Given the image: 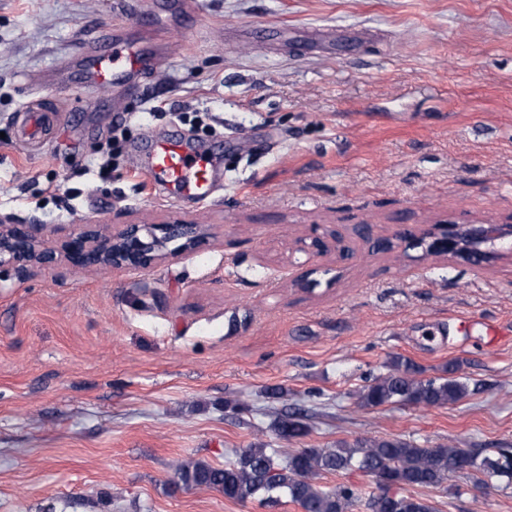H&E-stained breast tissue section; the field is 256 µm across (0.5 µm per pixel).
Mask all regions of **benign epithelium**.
<instances>
[{
    "label": "benign epithelium",
    "instance_id": "benign-epithelium-1",
    "mask_svg": "<svg viewBox=\"0 0 512 512\" xmlns=\"http://www.w3.org/2000/svg\"><path fill=\"white\" fill-rule=\"evenodd\" d=\"M44 229L43 224H19L13 216L0 214V273L22 276L33 268L55 267L140 272L199 251L210 241L204 225L185 218L116 224L112 218L89 215L55 243ZM332 242L339 238L336 231L327 230L301 240L298 251L321 255ZM403 242L405 249H420L424 256H451L479 266L490 259V253L482 249L487 242L500 245L496 256H512V224H433Z\"/></svg>",
    "mask_w": 512,
    "mask_h": 512
}]
</instances>
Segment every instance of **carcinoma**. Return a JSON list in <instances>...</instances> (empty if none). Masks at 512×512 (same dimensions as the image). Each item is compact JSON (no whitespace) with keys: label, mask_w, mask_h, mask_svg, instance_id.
<instances>
[{"label":"carcinoma","mask_w":512,"mask_h":512,"mask_svg":"<svg viewBox=\"0 0 512 512\" xmlns=\"http://www.w3.org/2000/svg\"><path fill=\"white\" fill-rule=\"evenodd\" d=\"M413 365L400 357L393 360L388 375L376 379L360 394L364 407L407 402L435 407L459 400L467 391L457 379H421ZM474 459V469L488 480L512 484V467L500 463L504 457L479 458L466 448H420L400 440H363L337 448H303L280 457L277 450L249 448L222 467L189 462L177 470L185 487L207 486L224 496L245 502L261 498L276 503L285 497L303 512H349L356 493L339 484L331 489L319 487L316 480L325 474L358 470L375 478L383 494L367 500L369 512H433L423 499L406 493L409 488L441 484L448 475L461 471L462 455Z\"/></svg>","instance_id":"carcinoma-1"}]
</instances>
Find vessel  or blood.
<instances>
[{"label": "vessel or blood", "mask_w": 512, "mask_h": 512, "mask_svg": "<svg viewBox=\"0 0 512 512\" xmlns=\"http://www.w3.org/2000/svg\"><path fill=\"white\" fill-rule=\"evenodd\" d=\"M162 53L155 34L128 30L120 22L113 24L102 46L84 49L75 59L89 82L109 83L133 96L155 74ZM144 154L146 170L175 194L199 203L210 200L215 168L212 148L167 136L147 144Z\"/></svg>", "instance_id": "b4317fda"}]
</instances>
